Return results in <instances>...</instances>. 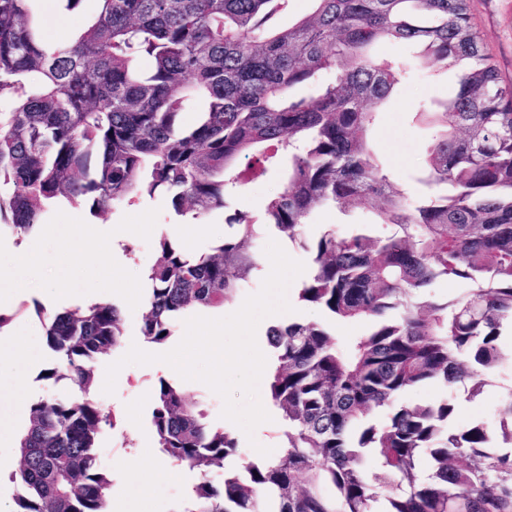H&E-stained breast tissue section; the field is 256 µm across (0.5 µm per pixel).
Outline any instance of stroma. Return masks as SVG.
I'll return each mask as SVG.
<instances>
[{"mask_svg": "<svg viewBox=\"0 0 512 512\" xmlns=\"http://www.w3.org/2000/svg\"><path fill=\"white\" fill-rule=\"evenodd\" d=\"M471 4L473 22L489 54L503 80L512 82V0H471ZM29 8L38 21L41 38L67 43L86 28L98 3L82 0L78 9L68 10L60 0H30ZM454 86L453 71L439 67L410 69L395 85L391 97L380 106L378 121L370 132L379 164L398 179L411 201L424 196L425 188L416 182L415 176L425 166L432 142V129L422 111L447 99ZM280 189V180L272 172L249 181L239 191L226 196L223 208L203 217L201 230L183 239L182 247L193 255L209 253L223 241L228 220L240 212L263 225L265 206ZM45 221L54 226L53 236L34 233L19 237L6 229L0 231V266L9 264L13 247L32 243L41 256L45 278L43 287L28 289L15 296L10 305L0 306V315L8 319L0 328V349L18 337L26 342L30 352L26 365L0 364V457L16 455L15 437L27 427L32 403L67 393L65 382L41 377L42 372L54 367L55 356L46 345L35 306L62 312L88 305L93 293L99 301L119 305L124 319L120 348L99 355L91 364L96 384L93 396L114 415L113 425L102 427L98 436L100 462L111 478L110 502H123L125 512H182L193 499L197 472L185 469L172 478L153 473L155 462L162 460L163 454L150 430L148 416L154 388L162 378L178 387L208 424L230 432L237 442L238 459L228 460L225 468L210 470L213 485H222L225 470L234 469L238 461L257 458V446L271 448L273 455L281 454L282 419L270 400L267 383H260L259 398L271 419L259 425L250 438L234 423L222 418L220 396L200 382L183 380L163 363L127 365L117 376L114 394L102 391L107 365L121 358L131 345L149 344L142 333L144 302L150 288L144 272L154 261L159 239L171 237L173 228L183 221L174 210L170 195L144 197L132 205L123 203L100 217L93 216L85 204L64 202L52 209ZM108 229L122 233L111 266L64 262L65 252L89 256L103 249L107 244L104 232ZM360 230L374 236L387 231L371 205L352 204L342 209L328 206L316 210L304 225L298 242L267 228L262 237L277 241L290 257L305 262L309 259L308 246L316 244L323 235L332 232L346 235ZM302 284V279H295L288 290L293 313L266 317L258 325L256 339L266 357L274 355L266 336L273 325L318 321L342 339L362 335L369 328L365 322L336 321L316 306L301 301ZM499 345L504 357L493 382L474 397L457 393L454 426L490 424L496 419L504 386L512 379V336H501ZM20 373L26 376V385L21 389L15 386V377Z\"/></svg>", "mask_w": 512, "mask_h": 512, "instance_id": "35a3bbf8", "label": "stroma"}]
</instances>
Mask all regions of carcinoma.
Listing matches in <instances>:
<instances>
[{
  "mask_svg": "<svg viewBox=\"0 0 512 512\" xmlns=\"http://www.w3.org/2000/svg\"><path fill=\"white\" fill-rule=\"evenodd\" d=\"M29 0H0V226L27 235L62 202H116L157 193L199 218L228 187L281 170L266 224L301 237L317 208L373 200L372 237L328 234L309 248L302 301L370 329L341 343L316 323L267 331L276 366L269 395L287 429L275 459L224 473L237 454L225 430L161 379L150 425L170 464L201 478L185 512H512V384L499 410L502 442L485 423L449 428L456 406L401 400L440 383L477 388L501 358L512 324V84L504 83L471 17V0H311L288 27L269 25L288 0H98L68 44L35 34ZM379 43L420 47L418 61L458 66L457 91L430 118L433 135L411 203L376 162L368 132L400 70ZM151 65L141 70L137 61ZM207 107L188 128L191 98ZM207 255L159 242L148 268L143 334L159 343L190 308L234 299L259 266L250 217ZM470 286L448 304L425 299L439 280ZM67 400L33 404L12 478V512H108L97 434L110 422L90 396L87 363L122 342V313L94 303L37 307ZM386 419H370L379 409Z\"/></svg>",
  "mask_w": 512,
  "mask_h": 512,
  "instance_id": "obj_1",
  "label": "carcinoma"
}]
</instances>
